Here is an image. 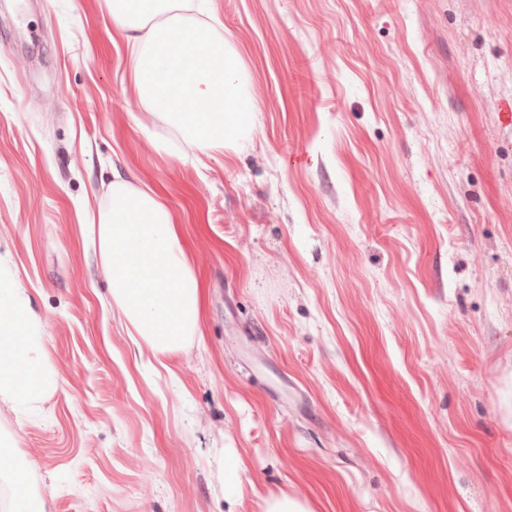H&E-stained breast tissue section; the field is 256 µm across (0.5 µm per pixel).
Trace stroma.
<instances>
[{
  "instance_id": "35a3bbf8",
  "label": "stroma",
  "mask_w": 512,
  "mask_h": 512,
  "mask_svg": "<svg viewBox=\"0 0 512 512\" xmlns=\"http://www.w3.org/2000/svg\"><path fill=\"white\" fill-rule=\"evenodd\" d=\"M210 11L258 112L221 155L141 109L105 0H0V271L56 381L0 440L45 512H512V0ZM116 171L205 279L171 357L83 231ZM265 512H312V510L307 503L283 492L267 500Z\"/></svg>"
}]
</instances>
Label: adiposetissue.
<instances>
[{
  "label": "adipose tissue",
  "mask_w": 512,
  "mask_h": 512,
  "mask_svg": "<svg viewBox=\"0 0 512 512\" xmlns=\"http://www.w3.org/2000/svg\"><path fill=\"white\" fill-rule=\"evenodd\" d=\"M131 47L141 106L162 115L199 149L235 148L256 125L246 68L238 51L200 23L182 22L193 0H106ZM86 234L97 244L112 283V301L130 335L156 355L179 352L200 333L207 304L204 278L182 241V228L161 195L112 175V206ZM53 381L44 361L40 326L24 289L0 276V398L39 402ZM0 444L12 463L13 512H44L28 467Z\"/></svg>",
  "instance_id": "obj_1"
}]
</instances>
